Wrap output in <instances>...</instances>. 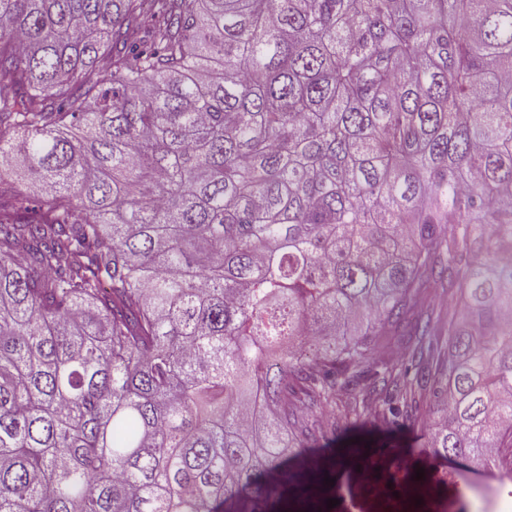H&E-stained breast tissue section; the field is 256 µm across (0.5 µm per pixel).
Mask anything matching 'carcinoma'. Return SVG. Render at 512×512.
Listing matches in <instances>:
<instances>
[{
    "label": "carcinoma",
    "mask_w": 512,
    "mask_h": 512,
    "mask_svg": "<svg viewBox=\"0 0 512 512\" xmlns=\"http://www.w3.org/2000/svg\"><path fill=\"white\" fill-rule=\"evenodd\" d=\"M3 171L0 512H313L445 274L432 444L512 481V0H0Z\"/></svg>",
    "instance_id": "obj_1"
}]
</instances>
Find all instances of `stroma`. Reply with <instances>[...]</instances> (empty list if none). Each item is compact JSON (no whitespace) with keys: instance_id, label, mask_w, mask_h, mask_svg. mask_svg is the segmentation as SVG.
I'll return each instance as SVG.
<instances>
[{"instance_id":"1","label":"stroma","mask_w":512,"mask_h":512,"mask_svg":"<svg viewBox=\"0 0 512 512\" xmlns=\"http://www.w3.org/2000/svg\"><path fill=\"white\" fill-rule=\"evenodd\" d=\"M454 300L447 285L421 289L418 304L433 319L432 334L422 340L415 336L411 321L377 337L361 377L352 394L364 406L358 419H344L338 407H320L313 425L315 446L310 457L329 461L332 479L327 495L336 499L331 512H350L352 500L364 503L367 512H381L375 494L408 485L411 474L423 468L443 476L445 459L436 457L430 444V423L439 421L435 404L425 386L434 367L431 351L448 349V308ZM400 372L398 384L383 382L384 370ZM413 398L411 416L391 423L382 416L385 400L393 390ZM429 418V425L417 423L418 415ZM370 445V455L363 464L353 461L350 450L357 443Z\"/></svg>"}]
</instances>
